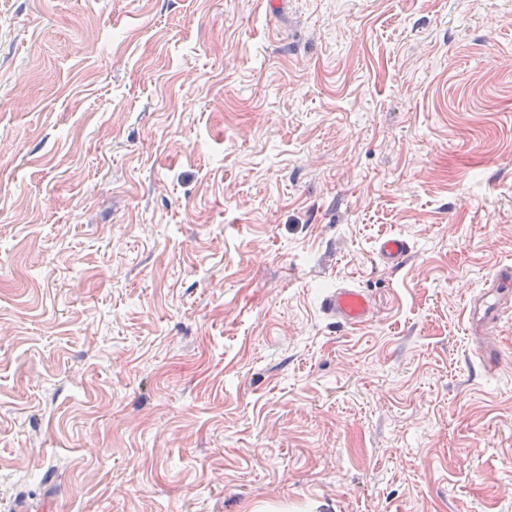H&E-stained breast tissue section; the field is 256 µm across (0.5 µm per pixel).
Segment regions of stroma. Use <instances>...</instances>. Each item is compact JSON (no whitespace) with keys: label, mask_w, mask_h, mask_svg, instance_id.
Returning <instances> with one entry per match:
<instances>
[{"label":"stroma","mask_w":512,"mask_h":512,"mask_svg":"<svg viewBox=\"0 0 512 512\" xmlns=\"http://www.w3.org/2000/svg\"><path fill=\"white\" fill-rule=\"evenodd\" d=\"M506 263L512 0H0V512H512ZM411 251L409 240L400 235L383 238L378 246V256L382 263L392 270H397ZM512 265L504 264L489 281L481 295L471 302L468 321L481 329L489 330L495 326L505 310L511 308L512 301ZM322 306L338 323L352 328L364 325L373 316L372 299L362 288L333 289L324 297Z\"/></svg>","instance_id":"stroma-1"}]
</instances>
